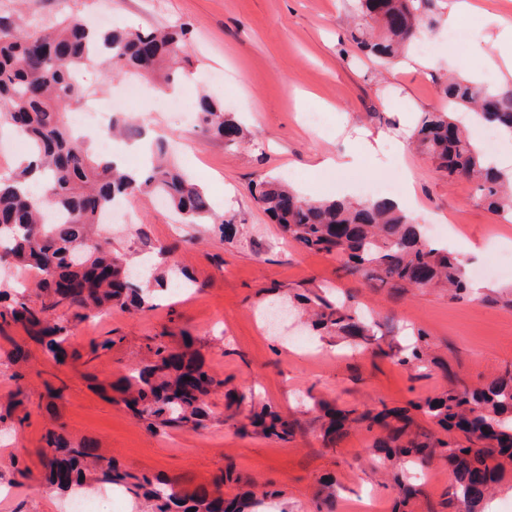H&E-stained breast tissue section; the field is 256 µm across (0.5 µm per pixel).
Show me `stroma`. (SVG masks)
<instances>
[{"mask_svg": "<svg viewBox=\"0 0 512 512\" xmlns=\"http://www.w3.org/2000/svg\"><path fill=\"white\" fill-rule=\"evenodd\" d=\"M472 2L473 10L456 21L468 33V50L457 57L455 69L413 64L381 71L349 39L352 0H0V16L23 25L76 13L96 20L108 15L144 29L186 25L194 81L182 86V95H219L225 111L240 116L246 128L237 145L201 139L157 107L149 83L128 107L139 123L156 125L181 143L177 164L204 186L216 212L234 217L240 231L227 240L210 225L177 223L157 198L133 197L136 221L104 231L113 252L135 258L149 245L169 247L171 261L197 280L198 289L185 297L158 292L153 309L144 312L115 308L81 320L71 310L56 309L52 320L72 326L75 357L63 364L22 327L7 328L0 338V399L23 388L28 418L23 426L0 431V512H66V495L50 499L42 492L39 450L54 420L72 442L91 443L100 455L187 494L210 487L232 464L281 490L288 512H311L327 475L337 481L336 512H353L371 496L377 512H391L400 480L419 490L413 512H441L454 484L445 460L421 468L381 465L372 448L382 433L378 426L349 431L337 447H326L314 403L365 408L383 401L407 410L445 391L449 374L473 385L487 383L512 364V307L470 295L453 299L439 289L398 294L367 288L343 276L335 256L286 241L253 199L251 184L260 175L278 177L288 170L307 197L335 198L349 195V186L326 185L332 170L320 167V160L355 155L351 172L370 180L393 178L407 168L417 222L457 225L446 241L466 255L470 268L499 262L512 250V227L478 202L473 185L448 181L415 147L407 145L399 161L392 154L393 140L406 142L420 113L441 107L440 83L448 72L474 76L494 56L484 39V17L512 25V0ZM219 71L220 89L212 82ZM306 112L321 113V126L306 125ZM359 129L386 134L376 155L363 153L355 142ZM492 236L497 246L468 254L471 244ZM311 292L331 299L354 296L382 323V343L404 347L414 330H425L432 340L431 363L407 368L374 351L352 349L350 339L316 333L310 341L317 354L309 358L263 331L259 314L271 301L292 304V330H307L294 296ZM165 328L193 336L206 367L225 380L224 390L208 398L213 418L206 427L149 429L110 389L136 366L146 338ZM107 336L118 337V344L88 359L90 341ZM16 344L25 351L18 364L8 357ZM228 389L253 394L256 403L299 420L301 431L287 442L240 433L224 420ZM20 463L30 469L24 482L15 472Z\"/></svg>", "mask_w": 512, "mask_h": 512, "instance_id": "35a3bbf8", "label": "stroma"}]
</instances>
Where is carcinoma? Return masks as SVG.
Wrapping results in <instances>:
<instances>
[{"mask_svg":"<svg viewBox=\"0 0 512 512\" xmlns=\"http://www.w3.org/2000/svg\"><path fill=\"white\" fill-rule=\"evenodd\" d=\"M432 0H357L350 40L380 64L403 55L414 38L437 28ZM188 30L112 29L94 27L81 14L53 26L22 28L0 16V128L24 136L29 146L23 158L0 174V267L31 270L41 296L32 305L28 287L0 293V331L20 324L31 339L43 344L63 363L69 357L71 326L49 322L59 307L83 311L152 308L156 289L164 279L144 280L134 267L112 253L99 235L103 217L119 200L139 194L163 197L184 224H212L230 239L234 218L213 212L206 193L172 161L168 143L159 141L149 167L127 171L111 156L95 153L81 136L72 134L64 112L89 96L76 72L88 66L110 67L119 76L134 70L170 87L185 77L180 63L188 46ZM444 103L422 113L411 139L450 180L475 183L477 199L494 213H512V170L499 168L468 129L459 126L455 111L467 110L472 122L488 124L512 136V86L489 90L459 76L444 81ZM197 130L202 138L243 135L240 123L224 111L220 99L204 94L196 104ZM255 199L288 239L303 249L334 254L340 270L372 288L406 292L411 288L446 287L453 298L466 295L471 282L465 264L448 248L427 239L411 215L387 198L349 201L309 200L287 183L262 179L253 184ZM302 301L313 309V326L327 334L349 336L354 347L365 349L377 340L381 324L363 319L354 297L332 302L321 295ZM182 344L162 332L147 338L146 355L133 374L110 388L133 416L151 429H199L210 415L206 399L224 387V379L204 369L195 340L184 333ZM430 336L419 329L414 341L394 353L403 366L428 361ZM236 407L249 408L239 431L288 440L296 420L244 394L230 396ZM17 398L0 409V423L21 425L27 416L16 414ZM323 412L322 438L332 446L350 428L367 431L376 426L387 434L374 447L391 460L405 457L420 464L441 457L448 462L455 484L448 505L459 503L465 512H483L494 486L506 475L512 460V368L504 367L490 383L473 387L455 375L448 389L413 404L447 434L441 438L420 432L411 419L386 405L374 409H343L319 402ZM40 449L48 484L64 493L82 490L92 481L119 487L134 499L144 498L148 512H246V498L224 499V482L245 478L234 467L216 480L213 489L184 495L160 489L147 473H134L96 453L90 443L73 444L63 426L49 430Z\"/></svg>","mask_w":512,"mask_h":512,"instance_id":"carcinoma-1","label":"carcinoma"}]
</instances>
